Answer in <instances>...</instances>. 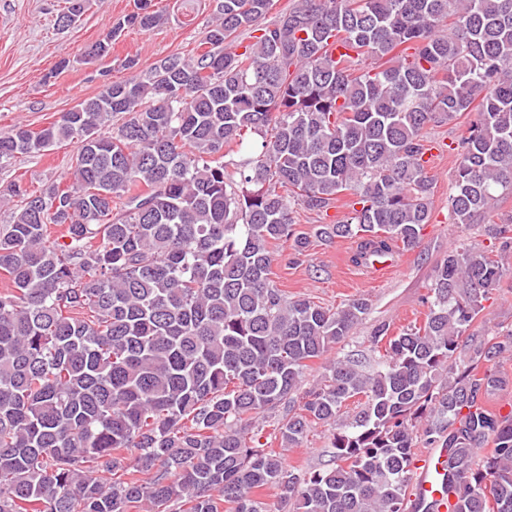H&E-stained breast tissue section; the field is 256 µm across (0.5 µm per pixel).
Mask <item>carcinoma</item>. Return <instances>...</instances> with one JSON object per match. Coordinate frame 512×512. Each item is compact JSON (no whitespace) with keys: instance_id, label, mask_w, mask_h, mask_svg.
Instances as JSON below:
<instances>
[{"instance_id":"cac0c4a2","label":"carcinoma","mask_w":512,"mask_h":512,"mask_svg":"<svg viewBox=\"0 0 512 512\" xmlns=\"http://www.w3.org/2000/svg\"><path fill=\"white\" fill-rule=\"evenodd\" d=\"M203 44L112 83L40 132L0 136V165L76 144L72 177L13 184L0 224V512H407L418 448L446 452L448 512H512V378L502 339L473 329L499 255L453 246L422 325L371 333L301 390L309 362L362 322L274 284V247L358 239L368 265L419 243L434 180L424 131L477 112L457 145L454 223L512 190V0H213ZM86 51L165 22L136 0ZM248 33V41L239 34ZM345 49L332 55L329 42ZM123 122H118V117ZM258 156L229 158L253 138ZM281 446L331 428L330 463L299 469L255 424L280 405ZM110 475L105 480L101 474Z\"/></svg>"}]
</instances>
